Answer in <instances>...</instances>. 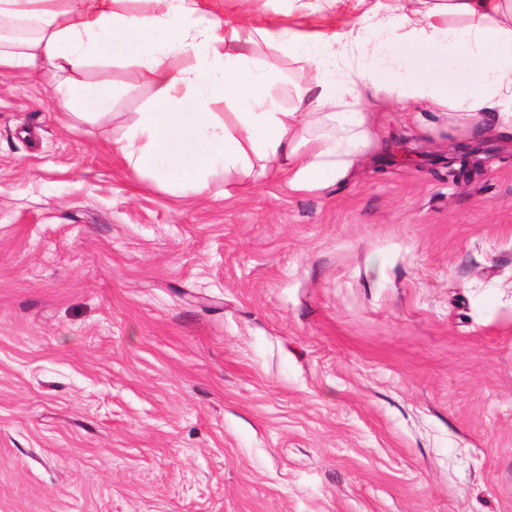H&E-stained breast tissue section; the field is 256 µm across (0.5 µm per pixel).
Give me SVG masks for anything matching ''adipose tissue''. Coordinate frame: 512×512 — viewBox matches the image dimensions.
I'll return each instance as SVG.
<instances>
[{"mask_svg":"<svg viewBox=\"0 0 512 512\" xmlns=\"http://www.w3.org/2000/svg\"><path fill=\"white\" fill-rule=\"evenodd\" d=\"M182 55L190 63L171 66ZM284 57L310 72L288 105L276 78ZM114 64L152 91L113 142L133 171L174 194L204 192L218 169L234 187L260 169L317 188L375 144L360 108L370 92L466 116L492 110L512 127V0H372L346 29L320 34L231 20L214 0H0V70L49 75L73 114L111 112V84L83 75Z\"/></svg>","mask_w":512,"mask_h":512,"instance_id":"adipose-tissue-1","label":"adipose tissue"}]
</instances>
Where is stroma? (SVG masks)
I'll return each instance as SVG.
<instances>
[{"label":"stroma","instance_id":"35a3bbf8","mask_svg":"<svg viewBox=\"0 0 512 512\" xmlns=\"http://www.w3.org/2000/svg\"><path fill=\"white\" fill-rule=\"evenodd\" d=\"M86 78L0 72V512H512V130L175 196L112 151L146 81Z\"/></svg>","mask_w":512,"mask_h":512}]
</instances>
